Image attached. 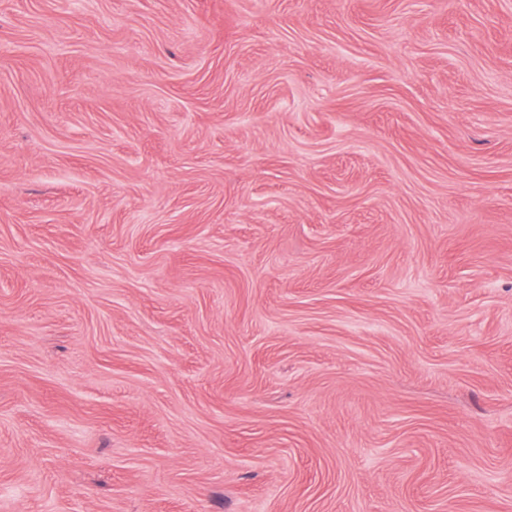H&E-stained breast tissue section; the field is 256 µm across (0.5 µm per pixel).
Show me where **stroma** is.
Segmentation results:
<instances>
[{"mask_svg":"<svg viewBox=\"0 0 512 512\" xmlns=\"http://www.w3.org/2000/svg\"><path fill=\"white\" fill-rule=\"evenodd\" d=\"M0 512H512V0H0Z\"/></svg>","mask_w":512,"mask_h":512,"instance_id":"1","label":"stroma"}]
</instances>
